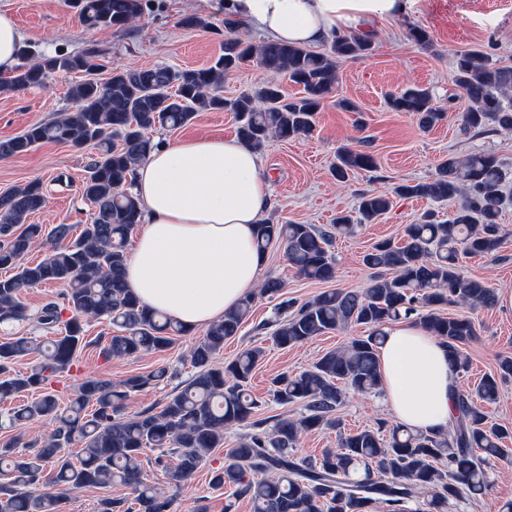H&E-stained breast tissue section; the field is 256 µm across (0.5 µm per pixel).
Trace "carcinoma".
Returning <instances> with one entry per match:
<instances>
[{
	"label": "carcinoma",
	"mask_w": 512,
	"mask_h": 512,
	"mask_svg": "<svg viewBox=\"0 0 512 512\" xmlns=\"http://www.w3.org/2000/svg\"><path fill=\"white\" fill-rule=\"evenodd\" d=\"M77 7L89 28L125 26L143 12L142 0H77ZM225 27L229 38L206 67L128 69L100 82L93 75L105 65L95 47L53 56L24 47L16 74L0 79V92H11L44 87L56 72L83 73L68 88L74 107L0 141V159L47 142L99 149L82 183V196L93 212L77 235L72 224H58L47 233L42 225L28 223L46 202L39 182L0 195V269L14 271L0 278V326L26 320L56 333L45 347L32 336L0 338V402L38 393L8 408L0 427L42 419L54 423L33 453H17L14 439L0 443V472L6 476L0 482V512H64L66 492L112 486L128 495L100 499L97 512H176L175 498L147 482L146 452L159 451L157 465L171 464L170 478L177 486L195 476L212 450L224 448V428L249 421L253 431L225 448L224 465L214 471L212 484L234 489L235 497L252 504V512H448V501L458 498L463 486L474 498L483 495L490 484L485 462L508 455L503 444L512 438V429L489 422L477 401L493 404L499 399L502 382L512 377V357L502 358L497 370L480 380L476 394L458 391V416L444 433L384 424L344 432L336 415L343 387L360 393L381 389L377 352L381 327L392 320L420 322L448 344L458 371L468 367L461 346L476 337L474 322L445 316L440 308H482L496 302L493 288L464 276L459 267L460 255L485 256L503 243L499 217L507 173L487 153L464 159L450 155L431 180L396 187L399 197L455 199L459 205L446 220L434 211L423 213L405 226L399 244L390 239L374 244L363 263L389 274L374 275L362 292L325 290L292 313L288 309L294 303H279L278 312L285 316L274 321L273 341L282 348L351 325L369 328L368 335L325 352L311 367L271 380L273 401L301 403L300 417L280 418L269 428L266 421L255 419L260 403L247 386L262 348L215 363L224 340L237 335L250 313L252 295L207 328L190 354L195 374L159 410L125 413L133 394L167 378L164 366L117 384L83 378L69 403L60 405L50 385L71 372L85 344L87 321L105 319L114 327L111 335L96 340L99 357L106 362L164 352L175 337L188 333L173 319L143 306L124 281L128 236L142 214L128 186L154 146L148 133L182 127L197 111L212 110L234 113L240 138L256 152L272 138L306 135L335 90L337 61L363 57L373 49L372 38L363 34H339L322 53L269 41L255 45L236 33L237 21L227 19ZM247 62L256 63L267 77L252 94L224 97V77ZM282 77L298 85L301 96L285 98ZM455 84L468 103L461 114L464 129L479 133L492 124L498 132L512 133L511 65L484 52L462 51L455 61ZM388 104L415 117L425 129L444 116L426 89H403L391 94ZM376 168L371 152L346 147L336 156L333 175L343 182L352 173ZM391 207V197L365 193L359 198V222L372 223ZM355 228L349 215L336 217L330 231L311 224L266 222L259 226L257 246L264 252L273 242L281 243L299 277L327 282L336 274L329 252L333 236L351 235ZM44 237L53 242L52 249L40 261H24ZM52 283L62 285L63 291L28 311L21 301L24 293ZM34 353L38 362L29 371L13 369ZM324 429L338 432L337 447L314 458L297 456L301 435ZM73 446L79 447L75 454L70 452Z\"/></svg>",
	"instance_id": "obj_1"
}]
</instances>
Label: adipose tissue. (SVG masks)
<instances>
[{"mask_svg":"<svg viewBox=\"0 0 512 512\" xmlns=\"http://www.w3.org/2000/svg\"><path fill=\"white\" fill-rule=\"evenodd\" d=\"M409 6L410 0H224V13L267 41L317 47L343 27L366 33L374 20ZM131 192L144 217L125 281L144 305L196 331L256 288L263 266L256 229L273 198L257 153L245 143L158 140L135 169ZM383 332L379 371L394 419L414 431L447 430L457 415L459 376L446 344L409 319Z\"/></svg>","mask_w":512,"mask_h":512,"instance_id":"obj_1","label":"adipose tissue"}]
</instances>
